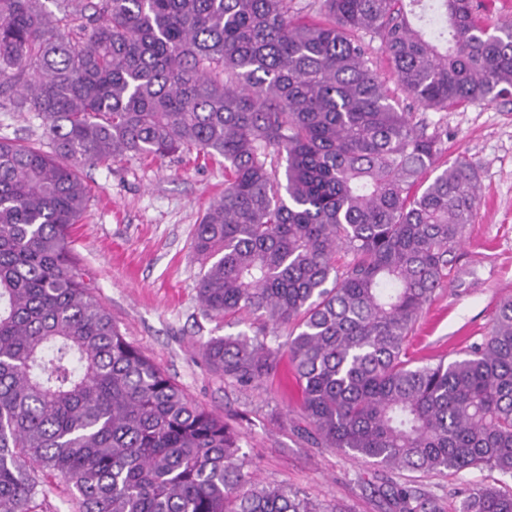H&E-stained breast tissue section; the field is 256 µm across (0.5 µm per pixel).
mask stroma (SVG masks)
<instances>
[{
  "label": "stroma",
  "mask_w": 512,
  "mask_h": 512,
  "mask_svg": "<svg viewBox=\"0 0 512 512\" xmlns=\"http://www.w3.org/2000/svg\"><path fill=\"white\" fill-rule=\"evenodd\" d=\"M363 39L400 107L428 125H444L447 159L464 157L479 168L477 209L451 282L426 308L412 339L416 357L449 361L486 333L499 303L512 298V96L448 111L416 108L392 79L377 35ZM82 177L90 201L73 233L77 273L129 342L237 432L246 467L260 482L290 486L345 512H395L386 495L392 483L431 493L441 512H458L461 490L498 479L512 487V478L487 470L422 477L316 447L286 377L243 387L210 369L203 345L247 330L204 313L195 288L200 265L193 229L224 191L223 164L127 155Z\"/></svg>",
  "instance_id": "obj_1"
}]
</instances>
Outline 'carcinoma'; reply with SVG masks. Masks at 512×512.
Segmentation results:
<instances>
[{"label":"carcinoma","mask_w":512,"mask_h":512,"mask_svg":"<svg viewBox=\"0 0 512 512\" xmlns=\"http://www.w3.org/2000/svg\"><path fill=\"white\" fill-rule=\"evenodd\" d=\"M0 0V109L47 144L0 140V512L67 479L77 512H321L244 469L238 434L191 400L74 273L86 166L116 155L224 159V193L193 231L204 310L252 334L203 345L241 386L288 357L316 444L424 475L512 477V300L455 359L409 339L450 282L477 206V167H436L448 130L402 112L512 95V25L471 0ZM291 327L285 345L271 336ZM399 512H441L413 486ZM460 512H512L486 483Z\"/></svg>","instance_id":"cac0c4a2"}]
</instances>
